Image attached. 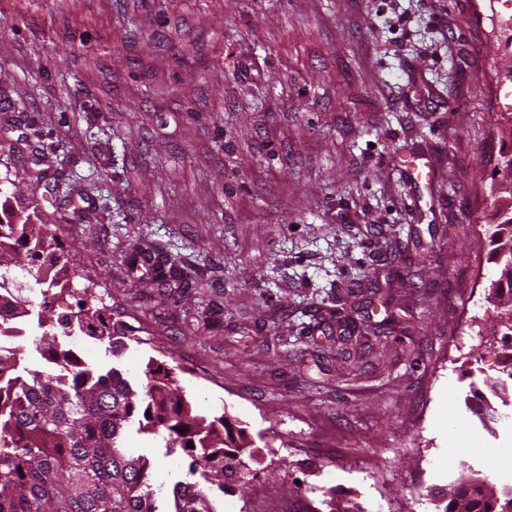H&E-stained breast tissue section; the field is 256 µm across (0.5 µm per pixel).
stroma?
Returning <instances> with one entry per match:
<instances>
[{
	"instance_id": "35a3bbf8",
	"label": "stroma",
	"mask_w": 512,
	"mask_h": 512,
	"mask_svg": "<svg viewBox=\"0 0 512 512\" xmlns=\"http://www.w3.org/2000/svg\"><path fill=\"white\" fill-rule=\"evenodd\" d=\"M512 0H0V195L260 450L216 512H438L512 483L489 286L512 155ZM427 164L414 180L408 165ZM176 258L189 287L131 265ZM364 326L348 339L349 321ZM471 437L449 439V415ZM148 447L157 501L190 460ZM468 483L478 492L494 500L475 495L468 487L461 485L451 495H446V505L442 512H502V503L496 500L499 493L494 487L480 479H471Z\"/></svg>"
}]
</instances>
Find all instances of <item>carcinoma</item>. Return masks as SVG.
I'll use <instances>...</instances> for the list:
<instances>
[{
  "label": "carcinoma",
  "instance_id": "1",
  "mask_svg": "<svg viewBox=\"0 0 512 512\" xmlns=\"http://www.w3.org/2000/svg\"><path fill=\"white\" fill-rule=\"evenodd\" d=\"M29 258L27 274L47 289L69 278V261L40 264L39 252L55 251L45 231L27 217H15ZM13 246L0 245V290L15 294L0 303V331L19 317L43 328V311L18 295L21 283L10 270ZM150 264L155 279L165 284L186 274L163 253L138 251L130 261ZM69 329L106 345L120 358L133 337L125 333L120 315L80 299L67 318ZM41 359L59 357L65 348L52 338L35 344ZM18 351L0 354V512H158L148 483L149 459L132 452L126 442L136 432L163 437L165 456L183 452L191 459L190 475L217 480L244 474L254 462L248 436L228 427L226 416L209 421L196 413L172 369L152 360L144 380L133 384L116 363L105 369L82 362L50 373L39 365L20 366ZM174 512H212V502L195 482L173 489ZM442 512H502L498 500L482 498L464 485L446 497Z\"/></svg>",
  "mask_w": 512,
  "mask_h": 512
}]
</instances>
